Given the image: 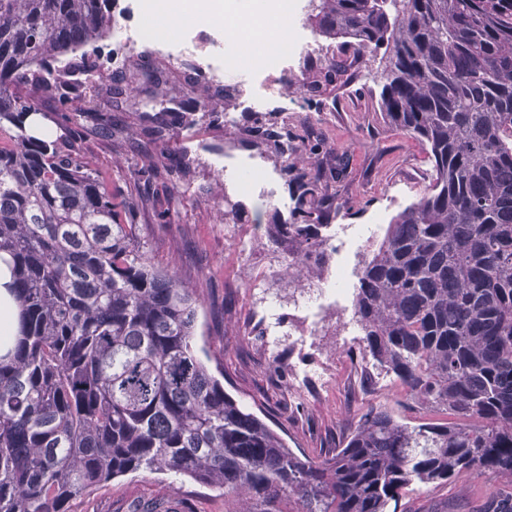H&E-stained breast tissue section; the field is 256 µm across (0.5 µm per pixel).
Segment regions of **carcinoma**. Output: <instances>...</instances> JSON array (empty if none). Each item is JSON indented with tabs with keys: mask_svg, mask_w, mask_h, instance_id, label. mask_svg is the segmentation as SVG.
Here are the masks:
<instances>
[{
	"mask_svg": "<svg viewBox=\"0 0 512 512\" xmlns=\"http://www.w3.org/2000/svg\"><path fill=\"white\" fill-rule=\"evenodd\" d=\"M313 18L358 52L385 48L382 110L432 167L353 300L360 354L399 382L398 409L368 405L314 459L225 392L199 356L193 289L131 248L107 179L29 134L38 102L13 90L24 76L68 102L56 64L110 31L112 0H0V261L18 308L0 354V512H69L140 471L208 486L224 512H398L414 484L512 482V0H318ZM173 101L145 113L147 135L164 137ZM283 163L296 222L271 242L317 248L345 164ZM483 512H512V492Z\"/></svg>",
	"mask_w": 512,
	"mask_h": 512,
	"instance_id": "cac0c4a2",
	"label": "carcinoma"
}]
</instances>
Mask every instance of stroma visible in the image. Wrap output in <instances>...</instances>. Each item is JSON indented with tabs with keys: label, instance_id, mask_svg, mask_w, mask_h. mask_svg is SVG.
<instances>
[{
	"label": "stroma",
	"instance_id": "35a3bbf8",
	"mask_svg": "<svg viewBox=\"0 0 512 512\" xmlns=\"http://www.w3.org/2000/svg\"><path fill=\"white\" fill-rule=\"evenodd\" d=\"M341 39L320 36L317 49L287 78L257 85L255 100L242 97L233 79L212 86L201 72L174 67L165 55L126 54L123 72L132 107H117L100 81L92 112L63 118L57 99L39 95V110L55 124L58 144L86 158L108 175L112 190L126 205L125 223L134 225V247L156 266L174 267L194 288L202 306L197 336L224 372V389L261 418L272 420L289 448L311 458L333 453L355 427L363 404L394 406L398 383L379 387L375 369L365 368L359 341L342 340L335 309L316 346L300 345L272 357L259 341L257 314L262 289L254 272L277 260L270 245L256 246L251 258L240 257L230 236L250 234L254 222L290 221L294 202L282 159L273 140L256 138L260 124H287L302 136L295 159L325 166L333 156L346 158V178L339 208L329 224H372L376 233L363 257L340 253L332 263L361 268L377 252L392 218L417 203L432 180L426 150L395 130L380 106L381 52L353 55L341 51ZM339 61L345 71L333 84L324 73ZM166 73L180 102L179 115L165 140L149 141L143 113L151 109L152 86L144 71ZM289 97L287 110L278 102ZM235 122H227L226 114ZM259 163L280 200L270 206L256 196L230 191L249 163ZM233 198L237 220L224 221V200ZM333 368L337 384L331 394L310 388L298 396L291 388L292 370ZM492 471H480L445 483L413 487L401 500V512H475L476 489L511 487ZM158 503L166 512H224V497L189 478L168 473H133L100 485L75 499L70 512H129L134 504Z\"/></svg>",
	"mask_w": 512,
	"mask_h": 512
}]
</instances>
